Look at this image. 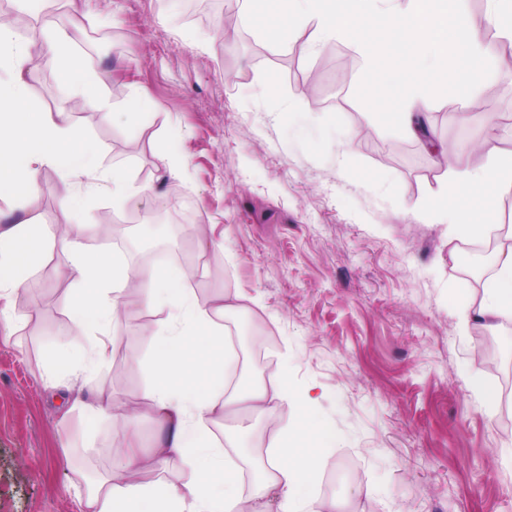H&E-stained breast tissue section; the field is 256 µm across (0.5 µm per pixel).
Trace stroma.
Returning a JSON list of instances; mask_svg holds the SVG:
<instances>
[{
  "mask_svg": "<svg viewBox=\"0 0 512 512\" xmlns=\"http://www.w3.org/2000/svg\"><path fill=\"white\" fill-rule=\"evenodd\" d=\"M230 0H66L53 15L84 26L74 49L100 78L111 121L75 107L39 28L30 104L66 113L93 140L102 168L131 177L124 203L103 192L73 206L61 175L43 167L35 208L53 231L86 227L98 247L120 240L122 258L144 264L166 250L172 270H192L200 305L237 306L232 344L257 382L311 391L312 428L329 431L311 496L319 512H512V320L487 328L477 309L492 257L480 270L462 241L410 212L443 193L448 163L405 140L365 86L362 59L343 39L307 47L309 31H287L290 49L271 52L259 21H228ZM153 102L125 111L137 93ZM439 142L460 148L459 164L491 167L512 153V62L472 87L465 102L433 100ZM348 140L338 150L337 140ZM185 165L172 179L163 159ZM193 211L162 229L138 215L158 201ZM45 256L11 299L28 320L0 336V512H79L86 482L115 472L112 444L126 430L128 404L142 402L146 367L113 360L95 375L112 403L97 420L61 413L45 388L70 376L53 360L75 286ZM116 325L127 350L148 354L165 316L135 312ZM500 389L483 404L469 379ZM296 402L274 403L243 448L224 447L245 470L242 449L266 458L279 430L295 424Z\"/></svg>",
  "mask_w": 512,
  "mask_h": 512,
  "instance_id": "stroma-1",
  "label": "stroma"
}]
</instances>
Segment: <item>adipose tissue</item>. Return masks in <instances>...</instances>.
<instances>
[{
	"label": "adipose tissue",
	"mask_w": 512,
	"mask_h": 512,
	"mask_svg": "<svg viewBox=\"0 0 512 512\" xmlns=\"http://www.w3.org/2000/svg\"><path fill=\"white\" fill-rule=\"evenodd\" d=\"M235 2L245 16L261 19L271 51L285 48L284 31L294 26L308 28L312 45L336 38L353 44L370 79L369 91L401 135L425 149L433 148L436 131L425 113L413 111V104L449 91L465 97L500 62L499 42L512 43V0H489L497 19L493 41L480 40L447 11H428L429 0H401L386 14L378 13V0ZM41 27L52 32L48 49L62 80L75 89L76 106L97 109L103 120H110L112 110L97 94L96 74L73 49L74 30H52L46 20ZM34 66L27 40L0 19V192H8L25 214L24 220L0 230V297L27 285L48 248L66 252L69 265L62 275L76 273L82 283L70 306L69 329L91 339L88 352L72 365L71 374L78 380L92 367L111 361L118 342L107 329L123 320L128 306L166 312L170 328L148 357V405L132 408L127 416L133 427L141 413H148L164 437L148 456L141 454L136 436L117 444L119 471L86 494L83 506L86 512H240L234 490L237 471L217 451L211 427L244 409L266 410L289 397L288 385L270 388L241 378L225 389L232 353L222 321L231 308L199 305L187 275L133 267L112 250L89 246L78 228L46 237L34 213L42 167L87 176L88 192L108 187L116 197L126 191L129 176L119 169H101L97 149L67 125L64 113L39 112L28 104L21 76ZM448 179L456 187L452 199H436L414 220L446 225L454 240L479 239L492 231L509 240V247L495 254V272L485 284L480 307L460 319L490 324L511 320L512 225H491L487 217L501 185H512V155L481 171L449 166ZM328 440L303 420L282 431L263 466L261 486L262 493H273L275 512H316L309 491L317 475L318 450ZM202 458L208 465L199 472L195 466ZM175 459L194 470L187 483L142 481L145 468L159 469Z\"/></svg>",
	"instance_id": "adipose-tissue-1"
}]
</instances>
